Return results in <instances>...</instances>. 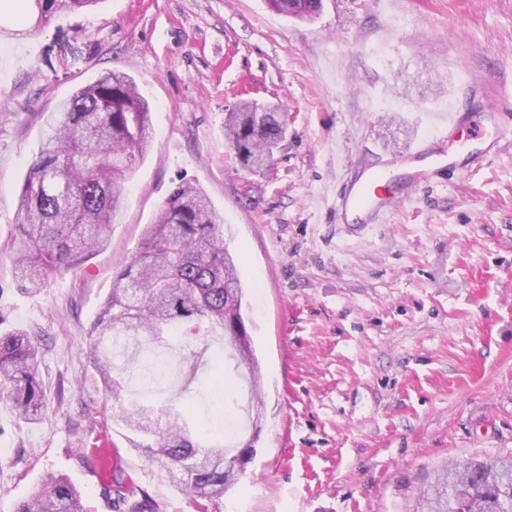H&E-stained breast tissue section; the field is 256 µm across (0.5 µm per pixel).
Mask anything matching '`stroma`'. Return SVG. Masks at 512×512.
Masks as SVG:
<instances>
[{
    "label": "stroma",
    "mask_w": 512,
    "mask_h": 512,
    "mask_svg": "<svg viewBox=\"0 0 512 512\" xmlns=\"http://www.w3.org/2000/svg\"><path fill=\"white\" fill-rule=\"evenodd\" d=\"M108 70L134 78L153 138L131 173L112 243L33 292L12 277L13 223L45 116ZM512 95V0H323L299 21L267 0H104L0 38V331L41 339L46 408L19 419L0 400V512L68 477L88 512H113L119 449L155 512H410L444 461L512 458V151L421 187L390 223H336V190L383 167L452 107L486 112ZM283 101L272 163L243 168L224 117ZM196 181L224 218L259 361L249 384L224 359L179 395L202 443L253 439L222 499H194L129 451L82 350L112 286L175 183Z\"/></svg>",
    "instance_id": "35a3bbf8"
}]
</instances>
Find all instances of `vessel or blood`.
I'll list each match as a JSON object with an SVG mask.
<instances>
[{"label": "vessel or blood", "mask_w": 512, "mask_h": 512, "mask_svg": "<svg viewBox=\"0 0 512 512\" xmlns=\"http://www.w3.org/2000/svg\"><path fill=\"white\" fill-rule=\"evenodd\" d=\"M507 117V112H492L486 124L479 125L472 123L470 114L449 110L429 136L394 156L393 166L401 170V177H394L392 171L364 168L353 179L342 184L337 193V222L353 228L383 223L385 216L397 211L417 186L445 181L458 175L461 171L460 156H467L474 165L491 161L503 150V123ZM461 129L468 132L467 145L462 152L427 160V166H419V159H427L433 143L445 141L450 133Z\"/></svg>", "instance_id": "vessel-or-blood-1"}]
</instances>
